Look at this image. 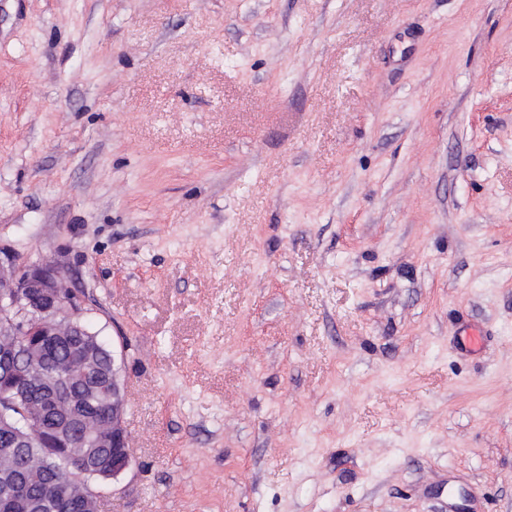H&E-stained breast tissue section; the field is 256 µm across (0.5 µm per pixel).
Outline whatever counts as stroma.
Returning a JSON list of instances; mask_svg holds the SVG:
<instances>
[{"instance_id": "stroma-1", "label": "stroma", "mask_w": 512, "mask_h": 512, "mask_svg": "<svg viewBox=\"0 0 512 512\" xmlns=\"http://www.w3.org/2000/svg\"><path fill=\"white\" fill-rule=\"evenodd\" d=\"M0 246L125 351L98 512H512V0H0Z\"/></svg>"}]
</instances>
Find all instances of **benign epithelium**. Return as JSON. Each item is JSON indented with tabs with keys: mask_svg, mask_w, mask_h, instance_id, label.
Here are the masks:
<instances>
[{
	"mask_svg": "<svg viewBox=\"0 0 512 512\" xmlns=\"http://www.w3.org/2000/svg\"><path fill=\"white\" fill-rule=\"evenodd\" d=\"M9 308L27 309L35 306L37 316L17 325L9 319L0 321V336L12 339L9 345L0 342V404L10 406L21 396L13 385L11 376L16 371H33L38 368L35 358L24 359L23 338L26 336H85L84 311L68 293L61 271L53 262H21L7 249L0 246V309L4 303ZM125 354L112 351V432L87 431L83 434L82 446L71 447L72 436L86 421L84 406L72 395L62 381H57L46 392V407L64 408V417L54 427L48 428L40 410L26 413L27 425L43 432V447L52 454L57 448L68 449L70 465L74 466L77 480L84 484L87 477L98 475L106 480L115 479L128 469L132 462L128 434L124 425L126 406V383L123 376ZM112 448V472H91L89 459L96 448ZM0 483L3 488L15 489V494L3 499L7 509L19 505L29 512H43L45 502L33 501L21 495V487L9 465L0 467Z\"/></svg>",
	"mask_w": 512,
	"mask_h": 512,
	"instance_id": "obj_1",
	"label": "benign epithelium"
}]
</instances>
